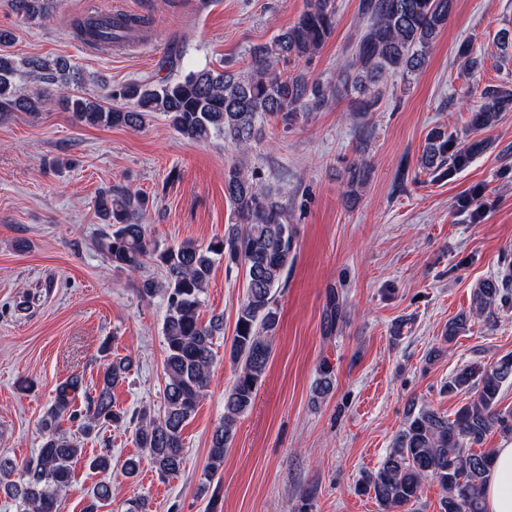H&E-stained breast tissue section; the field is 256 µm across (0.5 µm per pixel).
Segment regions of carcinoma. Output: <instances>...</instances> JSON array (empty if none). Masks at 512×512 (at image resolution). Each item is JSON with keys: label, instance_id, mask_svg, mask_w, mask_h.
Segmentation results:
<instances>
[{"label": "carcinoma", "instance_id": "carcinoma-1", "mask_svg": "<svg viewBox=\"0 0 512 512\" xmlns=\"http://www.w3.org/2000/svg\"><path fill=\"white\" fill-rule=\"evenodd\" d=\"M455 0H363L362 28L351 59L336 73V87L305 73L283 76L275 70L280 61L317 54L336 24L334 0H306L296 23L253 49L254 67L246 75L212 69L191 70L155 83L149 79L122 87L118 96L129 101L122 107H105L84 97L68 95L79 80L64 59L29 57L17 62L0 52V112H41L56 97L61 106L80 121L93 126L139 128L147 116L161 112L181 136L205 142L216 136L245 152L258 134L265 117L281 119L289 127L298 114L327 102L330 93L353 91L367 112L378 105L379 80L395 71L414 72L427 63V54L439 32L448 25ZM50 0H12L13 11L31 21L49 18ZM148 24L140 15H112L93 10L75 20V35L92 48H106L122 34L141 31ZM27 76L36 83L29 94H18L16 82ZM487 102L475 115V123L490 126L500 113L512 110V90L485 92ZM479 144L458 147L448 132L433 130L420 158L423 169L450 163L469 165ZM366 182V170L354 167L347 181L348 198H357ZM224 195L234 208L236 223L204 244L185 240L159 248L148 234L149 198L129 190L102 192L96 207L111 231L100 241L112 266L139 272L146 260L165 271V282L141 280L138 294L149 301L164 291L167 299L163 321L164 409L144 408L128 414L112 400V389L132 371L128 356H112L108 344L99 390L85 395V411L73 408L83 388L82 378L69 377L56 389L41 421V445L35 458L23 467L17 482H0V491L18 500L20 512H63L60 494L73 477V463L82 454L61 429V422L80 421L89 436L104 426L135 425L134 439L161 479L180 472L184 459L182 432L206 396L214 362V338L224 332V314L200 318L203 295L214 265L242 266L246 293L241 302L230 345V359L238 369L224 400V418L210 442L207 476L213 478L224 464L232 442L236 418L255 401L272 353V335L278 325L275 292L296 255V233L288 222V208L263 185L254 171L233 165L224 171ZM512 265L484 281L473 292L471 311L482 314L512 297ZM512 380V357L484 368H465L448 382V391L473 389L472 399L450 419L430 409L409 414L406 428L378 469L366 478L365 489L385 512H409L420 496L424 481L441 488L442 512H485V485L494 463L491 451L474 450L487 433L497 429L512 434V411L498 407L503 385ZM112 502V484L101 481L89 492L82 512H103Z\"/></svg>", "mask_w": 512, "mask_h": 512}]
</instances>
